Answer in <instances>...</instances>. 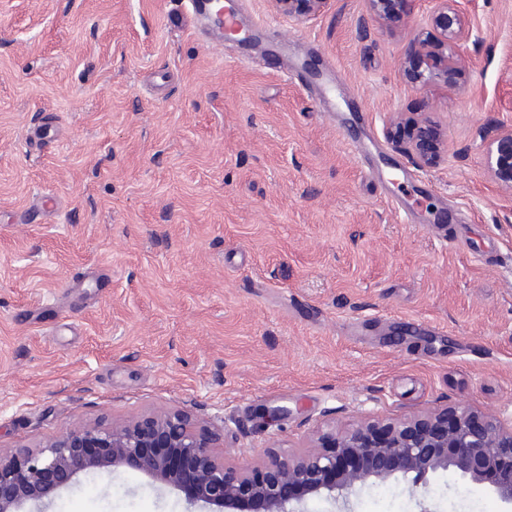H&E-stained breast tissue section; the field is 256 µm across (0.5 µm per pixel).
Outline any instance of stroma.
I'll use <instances>...</instances> for the list:
<instances>
[{
    "label": "stroma",
    "mask_w": 512,
    "mask_h": 512,
    "mask_svg": "<svg viewBox=\"0 0 512 512\" xmlns=\"http://www.w3.org/2000/svg\"><path fill=\"white\" fill-rule=\"evenodd\" d=\"M231 6L256 42L182 0H0V448L189 407L244 463L328 413H512V192L487 166L512 123V0H464L481 43L462 92L398 66L430 0L388 28L367 0L302 21ZM394 112L440 124L438 166L387 136ZM426 506L506 509L454 472ZM421 508L400 478L350 498ZM188 509L125 468L48 512Z\"/></svg>",
    "instance_id": "1"
}]
</instances>
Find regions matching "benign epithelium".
<instances>
[{
  "label": "benign epithelium",
  "mask_w": 512,
  "mask_h": 512,
  "mask_svg": "<svg viewBox=\"0 0 512 512\" xmlns=\"http://www.w3.org/2000/svg\"><path fill=\"white\" fill-rule=\"evenodd\" d=\"M291 17L316 15L331 0H273ZM418 0H367L369 15L383 22L414 14ZM429 25L441 50L415 35L414 58L400 68L414 83L440 82L464 87L463 57L479 37L466 26L462 0H433ZM409 128L406 152L422 167L444 155L439 128L422 113L394 112L388 126ZM488 168L497 183L512 190V125L503 126L488 149ZM224 439L218 430L198 426L188 410H157L111 424L78 421L65 434L35 448L0 449V512L50 502L91 473L121 468L146 473L153 482L184 492L212 512H303L310 498L325 497L348 512L358 487L400 475L412 486L428 488V477L453 471L470 482L487 484L512 506V417L478 412L465 405L433 406L399 421L362 420L331 428L310 439L299 452L267 453L254 466H229L215 451Z\"/></svg>",
  "instance_id": "1"
}]
</instances>
